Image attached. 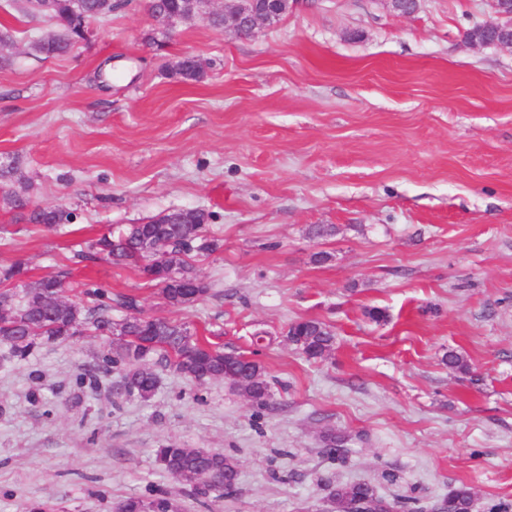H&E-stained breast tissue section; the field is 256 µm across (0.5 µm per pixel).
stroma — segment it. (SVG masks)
Masks as SVG:
<instances>
[{
	"mask_svg": "<svg viewBox=\"0 0 512 512\" xmlns=\"http://www.w3.org/2000/svg\"><path fill=\"white\" fill-rule=\"evenodd\" d=\"M488 0H294L241 37L141 7L88 21L69 53H29L43 19L0 0V270L133 294L258 360L273 398L255 412L223 382L157 358L149 399L80 388L105 337L0 356V512H117L156 486L180 512H336L325 483L363 482L423 512L455 487L471 512L512 504V49L468 42ZM199 55L203 76L172 67ZM70 213L56 230L32 206ZM208 214L219 252H192L207 296L171 308L88 244L159 214ZM328 226L315 238L312 225ZM386 318L373 322L369 309ZM317 319L331 353L307 359L290 324ZM455 351L465 371L444 358ZM344 438L336 461L323 436ZM219 451L237 490L201 507L156 448Z\"/></svg>",
	"mask_w": 512,
	"mask_h": 512,
	"instance_id": "obj_1",
	"label": "stroma"
}]
</instances>
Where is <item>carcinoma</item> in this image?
<instances>
[{"instance_id": "carcinoma-1", "label": "carcinoma", "mask_w": 512, "mask_h": 512, "mask_svg": "<svg viewBox=\"0 0 512 512\" xmlns=\"http://www.w3.org/2000/svg\"><path fill=\"white\" fill-rule=\"evenodd\" d=\"M72 0H54L53 8L42 17L54 23L58 32L33 40L29 49L47 57L67 53L72 45L71 30L74 22ZM165 7L181 21L205 17L214 29L224 28V15L206 11L204 0H162ZM175 71L185 79L196 80L203 75L202 66L186 58L177 61ZM209 215L202 210H180L159 214L141 224H130L117 233L104 235L89 243L86 259L106 257L113 263L133 265L145 278L152 274L146 263L149 247L159 249L165 263L180 270V281L162 286L166 302L175 308L186 306L195 298L209 293V285L194 271L185 259L192 251L215 253L222 247L221 240L203 235ZM68 220L60 210L35 208L28 221L52 228ZM56 293H66L64 281L46 277L24 285L20 291H0V307L9 311V319L0 323V348L4 357L26 360L41 341L67 339L86 330L108 337V344L100 358L101 366L116 372L113 389L120 393L150 398L157 386L154 370L145 363L150 354L161 360L189 381L217 380L242 394L258 410L265 409L271 399L270 386L264 367L251 357L240 353H227L224 349L204 345L194 339V334L180 322L151 318L143 315L139 300L134 295H112L102 288L83 292L86 301L75 308L52 301ZM127 312L126 317L112 321V304ZM288 341L307 358L322 359L334 347L332 330L317 319H301L291 323ZM343 448V438L329 434L324 438V453L337 459ZM156 459L161 468L172 478L200 468L219 472L213 484H192L196 495L214 494L221 497L232 493L238 484V473L226 466L229 458L222 453L198 454L177 445L156 449ZM328 498L337 499L342 506L352 508L366 500L383 501L373 487L366 483L325 485ZM470 488L459 486L448 495V504L454 512H470ZM179 512L178 504L167 493L147 488L145 493L124 500L119 512Z\"/></svg>"}]
</instances>
